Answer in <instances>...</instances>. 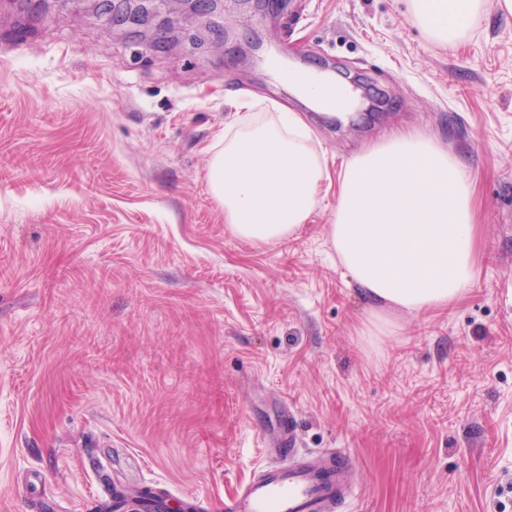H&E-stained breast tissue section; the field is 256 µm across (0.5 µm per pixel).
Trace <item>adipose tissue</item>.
Instances as JSON below:
<instances>
[{
  "mask_svg": "<svg viewBox=\"0 0 512 512\" xmlns=\"http://www.w3.org/2000/svg\"><path fill=\"white\" fill-rule=\"evenodd\" d=\"M487 0H410L415 21L451 46L485 17ZM288 80L325 112L352 105L345 93L321 89L312 73ZM237 115L211 149L208 192L237 237L270 243L309 223L327 193L336 204L327 236L340 265L372 306L370 336H388L391 306L409 314L445 310L473 284L480 226L475 182L438 140L401 132L330 169L298 112L275 105L260 116L240 98Z\"/></svg>",
  "mask_w": 512,
  "mask_h": 512,
  "instance_id": "1",
  "label": "adipose tissue"
}]
</instances>
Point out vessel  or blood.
<instances>
[{
    "label": "vessel or blood",
    "mask_w": 512,
    "mask_h": 512,
    "mask_svg": "<svg viewBox=\"0 0 512 512\" xmlns=\"http://www.w3.org/2000/svg\"><path fill=\"white\" fill-rule=\"evenodd\" d=\"M295 432L283 423L274 444L282 462L265 468L212 512H339L354 470L346 451L329 449L314 459L296 457Z\"/></svg>",
    "instance_id": "b4317fda"
}]
</instances>
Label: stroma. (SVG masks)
Instances as JSON below:
<instances>
[{"instance_id": "obj_1", "label": "stroma", "mask_w": 512, "mask_h": 512, "mask_svg": "<svg viewBox=\"0 0 512 512\" xmlns=\"http://www.w3.org/2000/svg\"><path fill=\"white\" fill-rule=\"evenodd\" d=\"M0 0V512H106L103 481L232 495L291 416L302 457L356 460L340 512H512V14L455 48L408 0ZM363 99L317 112L272 61ZM300 112L330 162L393 132L476 183V280L443 312L368 301L327 240L334 197L279 242L235 236L207 188L241 93Z\"/></svg>"}]
</instances>
